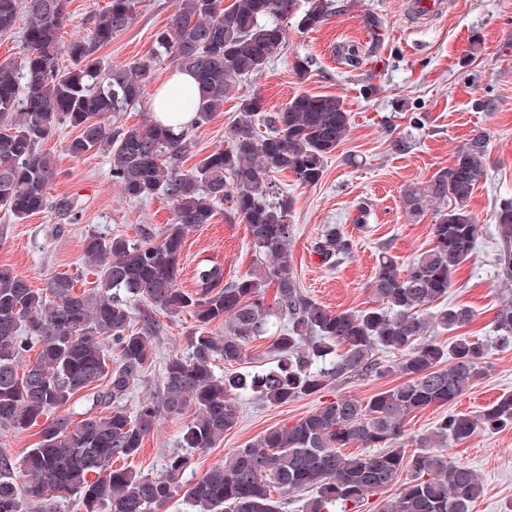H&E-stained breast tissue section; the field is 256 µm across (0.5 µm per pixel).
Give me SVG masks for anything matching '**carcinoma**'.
I'll return each instance as SVG.
<instances>
[{"label": "carcinoma", "mask_w": 512, "mask_h": 512, "mask_svg": "<svg viewBox=\"0 0 512 512\" xmlns=\"http://www.w3.org/2000/svg\"><path fill=\"white\" fill-rule=\"evenodd\" d=\"M137 5L108 0L87 32L65 42L60 32L68 0H0V34L16 29L20 14L26 17V53L18 63L0 61V209L18 219L46 209L53 159L42 144L60 125L79 131L65 144L71 157L106 151L123 197L160 193L173 206L172 222L158 237L85 238L84 258L98 279L92 291L79 292L72 277L57 274L39 292L24 276L0 268V425L27 429L103 380L99 397L110 405L106 415L76 424L54 419L16 466L0 457V512H25L68 495L81 498L84 512H158L177 493L189 458L168 455L160 475L115 469L113 459L136 455L161 417L193 410L181 447L216 448L239 422L243 392L283 405L346 379L382 378L389 369L376 354L380 349L399 355L404 382L364 402L339 397L290 427L268 429L206 471L185 491L186 500L197 512H283L291 494L307 491L314 497L306 512L331 506L351 512L405 472L409 481L382 512H470L481 485L440 448L466 441L479 427L512 428V393L474 419L449 411L435 431L409 441L404 436L409 414L452 403L486 373L480 344L456 336L445 347L428 338L432 328L453 332L471 323L472 311L453 306L430 319L427 308L448 297L452 275L482 234L468 202L485 178L487 135L473 134L424 191L405 194L414 214L428 199L447 204L432 224V248L406 268L381 256L370 285L380 306L331 312L301 289L289 251L291 203L275 175L289 172L303 186L319 183L326 159L349 132V113L340 98L307 91L268 112L261 96L240 89L284 47L288 20L312 31L353 3L232 0L224 7L221 0H181L147 58L103 66L99 51L133 23ZM165 62L195 75L196 124L237 100L228 146L189 171L182 169L192 149L188 134L151 120L116 130L109 125L110 116L140 102L154 68ZM220 205L248 224L256 267L229 281L224 265L214 262L199 269L197 289L189 292L177 280L185 237L210 223ZM495 221L497 277L512 287V199L498 203ZM314 252L332 268L352 255L353 242L333 224L316 238ZM271 283L270 304L263 288ZM114 288L142 304L139 328ZM180 309L196 322L186 354L169 358L158 391L127 411L119 402L145 373L155 313ZM274 321L288 324L274 336L275 367L215 374L216 361L239 363ZM217 323L224 325L222 336L208 331ZM492 324L501 346H512V301L497 309ZM36 346V359L25 363V352ZM350 443L378 452L346 456L341 448Z\"/></svg>", "instance_id": "carcinoma-1"}]
</instances>
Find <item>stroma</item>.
Listing matches in <instances>:
<instances>
[{
    "label": "stroma",
    "mask_w": 512,
    "mask_h": 512,
    "mask_svg": "<svg viewBox=\"0 0 512 512\" xmlns=\"http://www.w3.org/2000/svg\"><path fill=\"white\" fill-rule=\"evenodd\" d=\"M179 2L139 0L130 27L100 50L105 64L119 67L145 57L154 34L168 24ZM407 2L356 0L352 10L316 30L289 27L287 43L256 79L255 87L271 112L306 91L340 97L351 114L347 137L328 156L321 182L304 187L287 173L276 178L281 193L291 200L290 257L300 285L305 295L333 312L376 305L370 283L381 253L407 265L431 248L439 205L428 201L421 214H411L403 201L405 190L424 189L438 171L452 164L472 134L482 131L489 138L484 159L487 178L469 202L482 237L454 274L447 298L449 305L472 310V322L460 333L483 343L487 372L449 408L431 406L410 414L406 435L411 438L430 433L444 411L473 418L502 394L512 393V348L496 344L492 326L496 310L512 295L500 284L494 262L500 247L495 205L512 198V0H447V13L425 20L410 14ZM369 14L382 20L383 47L377 54L368 50L372 36L365 17ZM353 50L359 55L355 67L345 62ZM298 57L312 63L304 82L293 70ZM369 83L379 90L368 97L363 89ZM416 115L422 127L415 132L414 145L396 151L394 139L410 130ZM234 116V104L228 101L210 122L190 130L194 149L184 168L226 147ZM75 134V129L62 127L43 145L54 163L48 208L24 219L0 210V267L25 276L39 290L59 273L72 276L77 290L95 288L97 277L83 256L86 236L108 239L120 234L135 240L142 228L157 232L173 218L164 196L144 201L123 198L112 180L106 153L94 149L77 159L67 155L64 146ZM62 199L72 204L64 216L56 209ZM331 224L339 225L353 242L352 255L332 269L322 265L313 251L315 239ZM212 261L223 264L228 280L247 273L253 261L247 224L224 208L211 223L186 236L178 266L180 286L195 290L198 268ZM156 319L153 360L124 401L131 411L158 389L168 358L185 353L186 337L195 324L184 309L157 313ZM402 380L392 368L384 378L349 379L281 406L241 394L238 425L225 433L218 447L190 451L179 483L189 487L228 453L268 428L291 426L341 396L367 400ZM188 420L185 414L162 417L140 451L121 460V467L161 474L167 454L179 450ZM444 452L469 465L483 487L472 512H504L512 504V428L493 433L476 430L470 439L446 446Z\"/></svg>",
    "instance_id": "stroma-1"
}]
</instances>
